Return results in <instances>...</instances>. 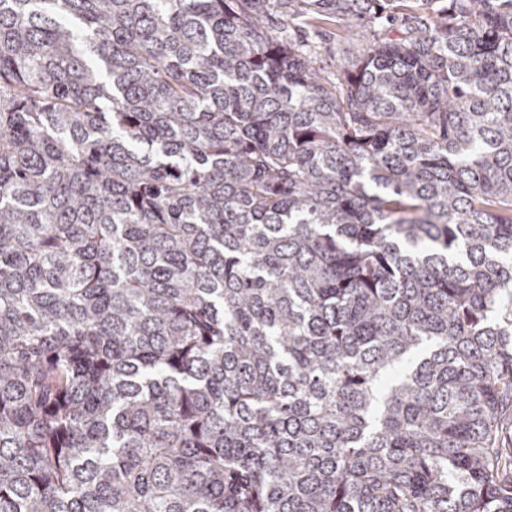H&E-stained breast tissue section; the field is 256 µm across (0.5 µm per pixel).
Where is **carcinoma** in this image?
Listing matches in <instances>:
<instances>
[{"mask_svg":"<svg viewBox=\"0 0 512 512\" xmlns=\"http://www.w3.org/2000/svg\"><path fill=\"white\" fill-rule=\"evenodd\" d=\"M511 427L512 0H0V512H512ZM314 42V45L319 49L320 63L327 72L338 71L337 65L340 60L348 56L350 51L356 52L355 50L361 48L357 43L351 46L344 43L343 40H337L333 37H316Z\"/></svg>","mask_w":512,"mask_h":512,"instance_id":"cac0c4a2","label":"carcinoma"}]
</instances>
